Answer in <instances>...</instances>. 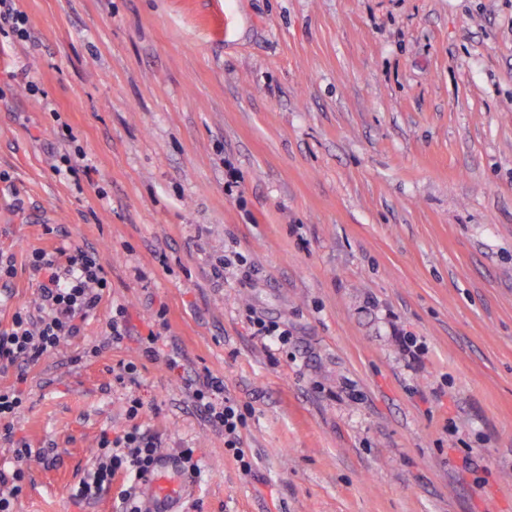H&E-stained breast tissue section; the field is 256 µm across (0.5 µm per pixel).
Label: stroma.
I'll return each instance as SVG.
<instances>
[{
  "label": "stroma",
  "instance_id": "1",
  "mask_svg": "<svg viewBox=\"0 0 512 512\" xmlns=\"http://www.w3.org/2000/svg\"><path fill=\"white\" fill-rule=\"evenodd\" d=\"M16 6L30 38L0 36V254L17 270L0 326L39 304L33 250H97L110 279L79 336L26 382L0 375L28 395L18 437L54 448L26 462L16 512H119L122 480L82 508L70 489L131 394L164 460L200 461L172 512H512V0ZM64 123L97 167L81 187L50 166ZM234 251L243 265L215 277ZM161 309L173 369L137 341ZM252 309L287 350L252 336ZM204 370L253 411L251 474L183 386Z\"/></svg>",
  "mask_w": 512,
  "mask_h": 512
}]
</instances>
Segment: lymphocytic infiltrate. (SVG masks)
Returning <instances> with one entry per match:
<instances>
[{
	"label": "lymphocytic infiltrate",
	"instance_id": "1",
	"mask_svg": "<svg viewBox=\"0 0 512 512\" xmlns=\"http://www.w3.org/2000/svg\"><path fill=\"white\" fill-rule=\"evenodd\" d=\"M29 267L40 279L37 311L16 310L9 327H0V373L15 366L30 365L54 352L60 344L80 333V324L93 316L109 288L108 263L98 251L81 248L33 250ZM192 397L208 420L224 433V452L243 473H250L254 462L241 446V433L252 415L225 393L224 380L204 372L192 382ZM23 391L0 387V441L10 444L15 463L0 468V512H15V505L26 481L25 462L31 457H49L46 448H31L16 438L14 422L24 409ZM144 404L139 397L128 400L130 425L120 433L103 430L97 441L95 464L73 487L76 505L97 499L116 478L132 477L120 492L121 512H142L139 482L153 476L161 459L155 437L138 423Z\"/></svg>",
	"mask_w": 512,
	"mask_h": 512
}]
</instances>
